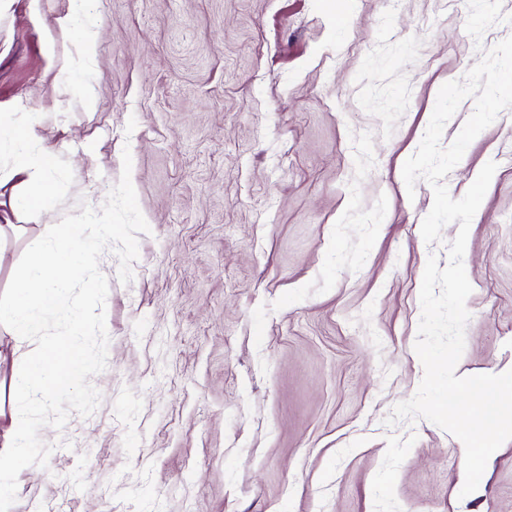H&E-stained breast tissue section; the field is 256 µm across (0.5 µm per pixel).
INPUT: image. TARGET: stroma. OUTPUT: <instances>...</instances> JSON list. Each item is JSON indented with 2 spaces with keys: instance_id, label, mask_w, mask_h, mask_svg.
Masks as SVG:
<instances>
[{
  "instance_id": "obj_1",
  "label": "stroma",
  "mask_w": 512,
  "mask_h": 512,
  "mask_svg": "<svg viewBox=\"0 0 512 512\" xmlns=\"http://www.w3.org/2000/svg\"><path fill=\"white\" fill-rule=\"evenodd\" d=\"M508 37L512 0H95L84 22L70 0H0V115L36 116L58 157L39 214L23 176L0 184V224L26 227L0 243V292L28 239L101 208L126 149L150 227L130 283L100 257V401L40 429L53 450L11 512H512V439L464 497L458 438L386 423L423 378L422 277L458 229L424 242L433 190L402 167L440 87ZM490 161L460 376L512 370V108L450 196Z\"/></svg>"
}]
</instances>
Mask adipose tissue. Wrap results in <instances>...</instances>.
I'll use <instances>...</instances> for the list:
<instances>
[{"label": "adipose tissue", "instance_id": "adipose-tissue-1", "mask_svg": "<svg viewBox=\"0 0 512 512\" xmlns=\"http://www.w3.org/2000/svg\"><path fill=\"white\" fill-rule=\"evenodd\" d=\"M0 153L8 154V166H0V182L25 175L23 208L39 212L54 193L51 173L55 166L54 154L43 147L35 134L34 123L10 124L0 128Z\"/></svg>", "mask_w": 512, "mask_h": 512}]
</instances>
